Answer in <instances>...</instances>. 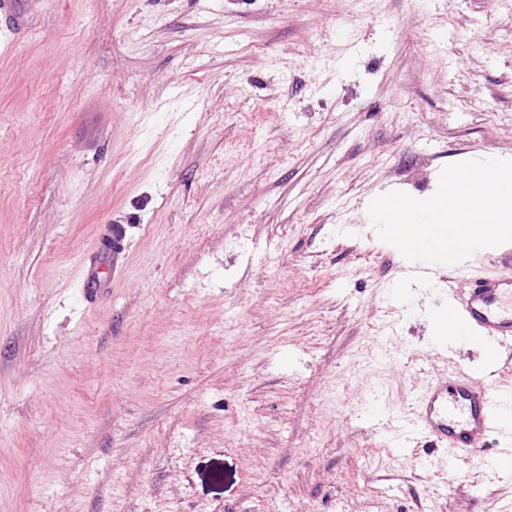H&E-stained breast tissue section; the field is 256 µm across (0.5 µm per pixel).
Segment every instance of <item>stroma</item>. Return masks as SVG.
<instances>
[{
	"instance_id": "35a3bbf8",
	"label": "stroma",
	"mask_w": 512,
	"mask_h": 512,
	"mask_svg": "<svg viewBox=\"0 0 512 512\" xmlns=\"http://www.w3.org/2000/svg\"><path fill=\"white\" fill-rule=\"evenodd\" d=\"M0 28V512H483L391 452L423 316L367 200L512 159V0H44ZM124 225L102 292L80 272Z\"/></svg>"
}]
</instances>
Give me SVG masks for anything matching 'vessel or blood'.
Returning <instances> with one entry per match:
<instances>
[{"mask_svg":"<svg viewBox=\"0 0 512 512\" xmlns=\"http://www.w3.org/2000/svg\"><path fill=\"white\" fill-rule=\"evenodd\" d=\"M493 260L504 267V274L471 280L469 288L451 298L471 335L492 343L493 360L484 364L479 376L458 368L436 375L429 364L417 363L423 382L407 410L388 407L381 418L394 447H405L406 436L412 433L443 450L452 462L480 449L491 476L496 473V454L488 439L503 432L501 397L494 394L492 384L501 365L512 363V246L494 254Z\"/></svg>","mask_w":512,"mask_h":512,"instance_id":"b4317fda","label":"vessel or blood"}]
</instances>
